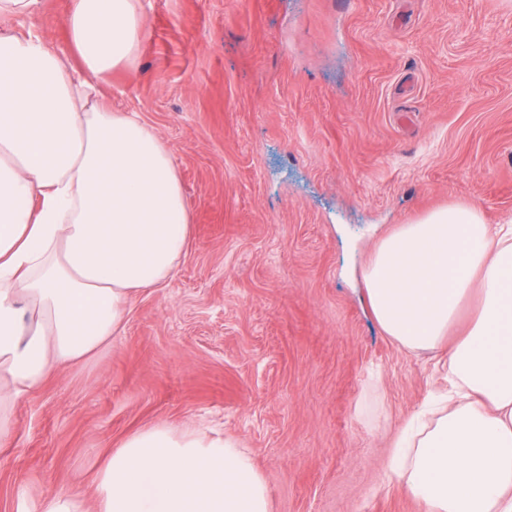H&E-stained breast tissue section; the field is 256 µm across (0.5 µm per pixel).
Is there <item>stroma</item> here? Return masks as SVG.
I'll return each instance as SVG.
<instances>
[{
	"label": "stroma",
	"mask_w": 512,
	"mask_h": 512,
	"mask_svg": "<svg viewBox=\"0 0 512 512\" xmlns=\"http://www.w3.org/2000/svg\"><path fill=\"white\" fill-rule=\"evenodd\" d=\"M143 4L151 35L100 99L169 148L191 240L108 347L16 404L0 512L86 484L155 423L237 441L271 512H425L389 463L456 337L403 348L361 272L450 203L512 220V0ZM68 5L36 25L74 64Z\"/></svg>",
	"instance_id": "stroma-1"
}]
</instances>
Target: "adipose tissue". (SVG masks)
Returning <instances> with one entry per match:
<instances>
[{"mask_svg":"<svg viewBox=\"0 0 512 512\" xmlns=\"http://www.w3.org/2000/svg\"><path fill=\"white\" fill-rule=\"evenodd\" d=\"M66 23L78 68L43 33L0 28L1 441L15 403L110 344L190 238L168 147L99 100L149 37L142 0H70ZM362 277L382 330L412 351L436 350L477 298L447 365L456 406L400 436L413 453L393 472L428 512H512V225L449 204L382 236ZM21 512H270V499L234 440L155 424L112 449L89 487Z\"/></svg>","mask_w":512,"mask_h":512,"instance_id":"ef3b65f1","label":"adipose tissue"}]
</instances>
